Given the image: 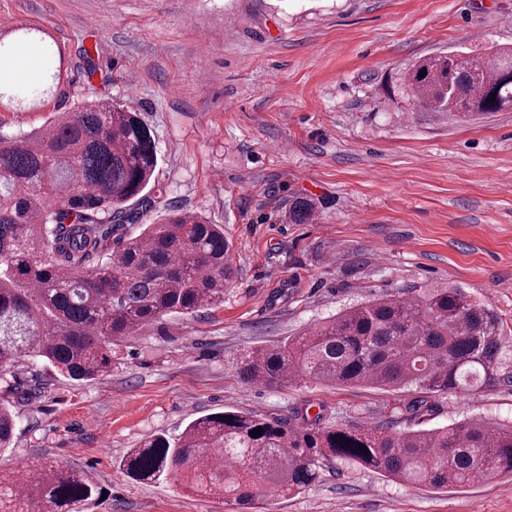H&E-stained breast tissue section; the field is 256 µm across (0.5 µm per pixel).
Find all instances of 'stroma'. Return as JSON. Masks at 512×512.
<instances>
[{
    "instance_id": "obj_1",
    "label": "stroma",
    "mask_w": 512,
    "mask_h": 512,
    "mask_svg": "<svg viewBox=\"0 0 512 512\" xmlns=\"http://www.w3.org/2000/svg\"><path fill=\"white\" fill-rule=\"evenodd\" d=\"M18 28L45 37L15 41L10 62L40 63L49 46L61 78L34 106L0 102V137L84 104L140 113L159 166L129 232L168 210L201 214L223 225L237 276L223 306L119 341L96 380L25 359L18 379L45 387L12 398L0 474L48 461L86 472L106 496L85 512H241L172 478L134 482L119 462L226 410L381 424L416 390L252 384L237 362L344 308L436 283L494 310L503 367L478 394L433 396L417 428L512 422V109L445 119L402 85L421 57L512 46V0H0V30ZM299 194L316 210L291 224ZM266 512H512V477L434 490L340 464Z\"/></svg>"
}]
</instances>
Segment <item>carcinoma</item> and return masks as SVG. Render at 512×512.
<instances>
[{
	"instance_id": "1",
	"label": "carcinoma",
	"mask_w": 512,
	"mask_h": 512,
	"mask_svg": "<svg viewBox=\"0 0 512 512\" xmlns=\"http://www.w3.org/2000/svg\"><path fill=\"white\" fill-rule=\"evenodd\" d=\"M403 83L420 107L453 120L512 109V47L489 58L424 57ZM157 167L150 128L119 105L58 112L31 134L0 138L1 377L39 357L74 380H94L112 369L114 341L167 314L224 304L235 269L222 225L179 212L135 236L123 233ZM314 211V200L297 196L287 219L304 224ZM494 321L490 307L458 287L360 303L280 346L245 352L238 371L268 386L311 379L422 393L394 403L382 424L227 410L191 421L177 438L152 437L120 468L141 483L172 477L200 496L257 510L271 493H301L336 462L437 489L512 475V425L400 428L430 411L433 394H470L496 382ZM15 426L5 397L0 448ZM258 427L262 435L250 434ZM32 471L37 480L24 492L15 479L0 480V512H83L99 495L83 472L59 464Z\"/></svg>"
}]
</instances>
